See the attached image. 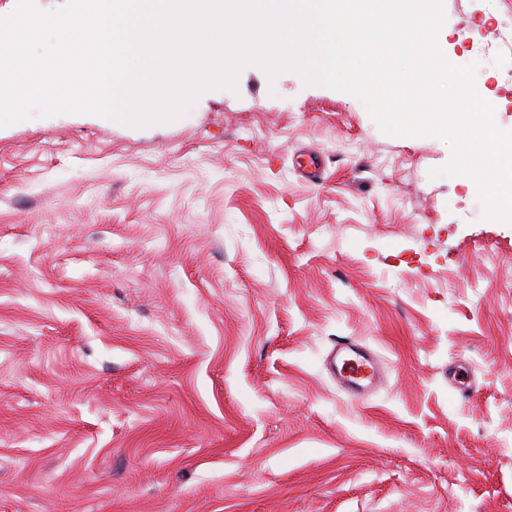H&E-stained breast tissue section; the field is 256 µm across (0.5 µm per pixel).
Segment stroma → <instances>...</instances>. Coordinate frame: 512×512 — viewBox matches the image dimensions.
Wrapping results in <instances>:
<instances>
[{
	"label": "stroma",
	"mask_w": 512,
	"mask_h": 512,
	"mask_svg": "<svg viewBox=\"0 0 512 512\" xmlns=\"http://www.w3.org/2000/svg\"><path fill=\"white\" fill-rule=\"evenodd\" d=\"M443 5L512 126V0ZM450 157L256 68L168 124L0 128V512H512V223ZM333 359V366L336 373L339 375L342 383L348 389L351 396L358 398L363 392L370 387L374 381L378 377V368L375 360L371 355L361 350L357 345H343L339 344L338 347L332 351L331 353ZM349 357H357L361 360H365L370 363L374 368V377L365 382V383H357L346 376V374L342 371V363L345 359Z\"/></svg>",
	"instance_id": "35a3bbf8"
}]
</instances>
